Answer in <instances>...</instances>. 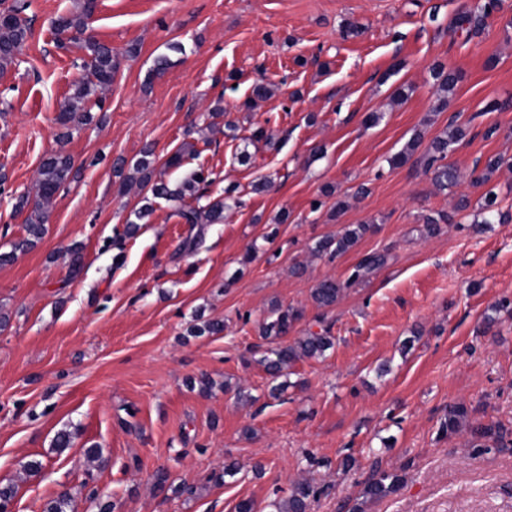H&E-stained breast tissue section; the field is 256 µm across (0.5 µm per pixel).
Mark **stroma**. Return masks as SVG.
<instances>
[{"instance_id":"1","label":"stroma","mask_w":512,"mask_h":512,"mask_svg":"<svg viewBox=\"0 0 512 512\" xmlns=\"http://www.w3.org/2000/svg\"><path fill=\"white\" fill-rule=\"evenodd\" d=\"M29 3L32 36L0 72V252L24 235L14 205L34 192L46 153L64 148L81 174L57 194L42 242L0 266L11 512H44L64 492L67 512L107 501L115 512H236L246 499L273 512L301 478L329 489L310 512H347L376 466L403 482L367 512H512V447L474 455L466 434L440 433L457 402L512 430V0L464 27L460 10L478 0H97L88 24L119 69L104 122L62 143L55 117L85 51L55 22L82 0ZM163 54L171 67L151 77ZM439 65L460 74L451 93L432 77ZM260 83L269 96L247 106ZM372 112L381 119L365 127ZM452 122L466 131L447 157L457 186L439 190L418 153L389 167L411 137L430 144ZM259 128L266 138L253 139ZM147 146L160 164L182 152L171 183L213 172L205 198L225 201L223 223H182L157 199L124 236L140 196L112 165ZM499 155L505 166L474 184L475 164ZM490 191L505 219L482 225ZM441 213L448 222L428 234L424 216ZM347 224L371 230L344 254L313 253ZM372 252L386 265L317 308L315 284ZM275 303L301 313L284 343L324 327L335 338L325 357L288 368L276 397L259 363L270 346L259 323ZM201 318L223 333L190 335ZM204 376L207 395L195 386ZM63 429L74 438L60 451ZM94 443L104 465L90 474L83 450ZM33 459L43 469L29 477ZM230 463L233 479L209 482Z\"/></svg>"}]
</instances>
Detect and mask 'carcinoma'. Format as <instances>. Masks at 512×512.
Returning <instances> with one entry per match:
<instances>
[{
  "instance_id": "carcinoma-1",
  "label": "carcinoma",
  "mask_w": 512,
  "mask_h": 512,
  "mask_svg": "<svg viewBox=\"0 0 512 512\" xmlns=\"http://www.w3.org/2000/svg\"><path fill=\"white\" fill-rule=\"evenodd\" d=\"M93 8L94 0H84L79 13L61 17L57 22L58 29L61 31L75 30L86 51V59L82 65L86 76L74 84L71 96L63 103L56 117V123L63 128L61 133L63 138L71 135L73 126L88 125L93 121L91 110L86 108L85 104L91 97L97 95L100 89L112 84L117 70L112 49L87 33L86 19ZM25 10L26 3L23 0L3 9L0 8L1 71L15 62L21 48L31 37L29 21L22 16ZM464 136L465 131L461 126H453L444 136L435 138L423 154L426 168L434 170L435 184L442 191L459 183V171L453 165L446 163L445 159L448 156V148L461 141ZM151 155V149L142 150L141 157L134 161L131 172L122 180L123 185L135 184L140 191L144 192L142 205L133 210L131 217L126 219V234L136 233L139 221L152 212V201L157 198L175 203L176 215L186 224H218L224 221L226 205L222 202L194 206L185 202L188 194L195 197L197 201L203 197L200 186L208 182L205 171L200 169L189 172L179 186L172 188L163 179L162 173L156 171L150 159ZM77 176L78 170L75 169L74 160L64 150L51 151L43 157L35 182L34 199L31 200L29 195L23 194L15 203V210L19 212L28 206L31 207V212L25 220V236L11 243L10 251L0 253V264L9 263L15 259L17 253L28 252L38 246L45 234V220L53 199ZM496 204V194L492 191L488 192L479 211L482 215V223L489 224L499 216ZM368 230L367 224L347 225L336 236H327L318 240L313 251L331 257L341 255L355 247ZM387 260L386 253L374 252L357 263L346 279L326 278L319 281L311 290L313 302L321 309L334 306L352 284L367 278L369 274L385 266ZM294 320L295 313L276 304L272 306L270 315L261 324V336L266 340L285 336ZM333 345L330 329L324 328L320 333L310 332L288 345L267 349L258 363L272 376L280 377L284 370L296 360L322 358ZM469 415V409L463 403L448 406V413L441 423L440 433L456 434L462 428H468L469 449L474 455L485 453L493 448L507 447L508 433L503 425L496 422L473 425L469 423ZM401 481L402 477L397 473L385 470L375 471L365 482L362 501L353 507V512H364V505L367 503L394 493ZM325 493V489L307 480L297 481L292 484L288 498L273 503V506L276 512H308L311 504Z\"/></svg>"
}]
</instances>
